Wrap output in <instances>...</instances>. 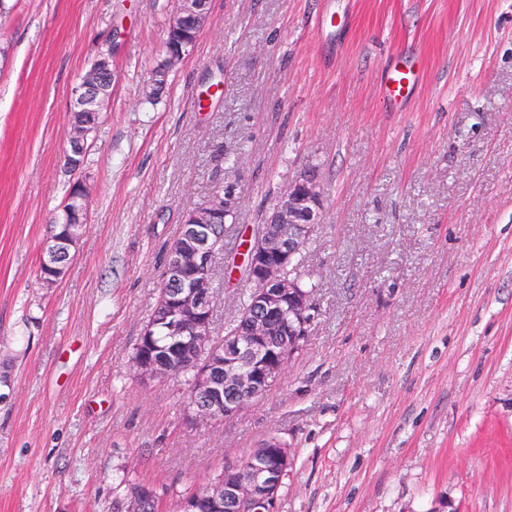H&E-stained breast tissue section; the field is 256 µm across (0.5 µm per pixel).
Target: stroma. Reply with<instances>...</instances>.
Masks as SVG:
<instances>
[{"instance_id":"stroma-1","label":"stroma","mask_w":512,"mask_h":512,"mask_svg":"<svg viewBox=\"0 0 512 512\" xmlns=\"http://www.w3.org/2000/svg\"><path fill=\"white\" fill-rule=\"evenodd\" d=\"M6 4L0 512H114L138 483L177 512L270 438L294 459L278 512H512V0H211L154 104L178 0ZM106 50L116 80L73 172L72 90ZM405 61L418 83L393 103ZM308 165L309 335L262 398L189 423L184 378L132 363L165 248L233 185L224 272ZM77 181L88 220L47 288ZM84 190L71 194L62 207L61 224H51L41 259V281L53 285L63 278L68 261L76 249L79 228L87 217Z\"/></svg>"}]
</instances>
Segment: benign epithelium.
<instances>
[{
	"instance_id": "1",
	"label": "benign epithelium",
	"mask_w": 512,
	"mask_h": 512,
	"mask_svg": "<svg viewBox=\"0 0 512 512\" xmlns=\"http://www.w3.org/2000/svg\"><path fill=\"white\" fill-rule=\"evenodd\" d=\"M208 0H180L169 28L182 31L207 14ZM193 44L165 50L164 73L181 62ZM112 54L99 55L73 92L71 112L79 118L73 126L67 158L80 168L92 122L113 81ZM234 189L224 187L211 201L185 211L181 221L183 242L169 251L164 268L170 296L161 308L162 323L172 341L174 358L192 369V400L188 418L197 423L238 415L250 402L264 396L288 361L300 350L313 322L316 303L301 288L290 265L300 243L309 237L323 212V196L315 171L301 172L278 197L258 225L252 242L249 279L252 289L249 313L235 335L218 349L213 341L210 308L213 304L212 272L216 254L217 216L233 210ZM62 222L50 226L41 259V281L52 285L63 278L79 228L87 217L85 192L71 194L62 207ZM133 363L140 375L168 377L173 372L154 353L141 351ZM291 469L288 449L276 445L224 464V475L208 484L203 500L184 498L179 512H275L277 492ZM162 499L150 484L134 485L127 512H150Z\"/></svg>"
}]
</instances>
